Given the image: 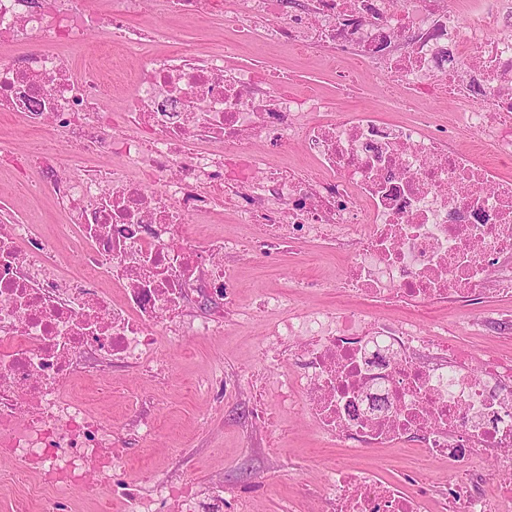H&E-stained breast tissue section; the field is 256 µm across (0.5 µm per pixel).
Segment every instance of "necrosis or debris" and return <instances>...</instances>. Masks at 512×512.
Listing matches in <instances>:
<instances>
[{
	"instance_id": "obj_1",
	"label": "necrosis or debris",
	"mask_w": 512,
	"mask_h": 512,
	"mask_svg": "<svg viewBox=\"0 0 512 512\" xmlns=\"http://www.w3.org/2000/svg\"><path fill=\"white\" fill-rule=\"evenodd\" d=\"M215 2L112 0L99 13L87 0H0V41L35 45L0 57V115L20 133L58 132L116 159L69 171L50 147L0 144L32 196L50 193L66 217L52 234L30 217L0 225V455L17 460L14 482L37 471L49 489L21 512H69L73 487L122 499L125 512H220L219 486L203 498L158 470L151 496L114 482L120 434L66 387L102 358L152 371L162 339L217 336L258 313L259 349L301 357L298 374L265 369L276 411L356 453L419 440L421 459L455 479L441 512H512V356H475L447 327L426 332L414 317L427 303L466 305L492 279L512 296V273L493 274L512 260V178L500 168L512 158V0H229L224 25L237 40L207 53L183 41L151 51L156 30L132 22L145 11L195 21ZM270 31L292 57L320 52L338 82L374 67L403 94L341 111L314 89H289L287 72L232 62ZM93 32L109 53L70 74L65 51ZM131 56L140 64L129 72ZM115 84L126 88L121 108L101 109ZM427 99L453 101V120L416 114ZM385 111L408 118L387 122ZM470 131L478 139L466 151L458 138ZM296 139L316 173L280 161ZM223 210L261 227L251 257L301 243L343 254L334 286L352 305L299 308L322 287L305 275L241 306L224 263L238 241L192 230ZM63 239L85 253L84 277L64 275ZM370 305L404 315L386 323ZM324 486L322 512H430L427 494L371 467L337 463Z\"/></svg>"
}]
</instances>
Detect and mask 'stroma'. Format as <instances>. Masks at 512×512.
I'll use <instances>...</instances> for the list:
<instances>
[{
    "mask_svg": "<svg viewBox=\"0 0 512 512\" xmlns=\"http://www.w3.org/2000/svg\"><path fill=\"white\" fill-rule=\"evenodd\" d=\"M136 23L149 29L160 26L171 35L193 39L201 51L220 48L234 38L225 30L220 15L189 23L177 16L160 20L147 14L138 17ZM263 58L269 68L288 69L295 83L315 85L340 106L357 107L364 101L375 107L381 104L382 82L375 71L362 75L361 91L355 94L322 70L317 55L295 59L279 45L271 44ZM16 177L12 170H0V211L22 217L36 208L43 214L46 227L63 223L50 196L34 200L14 193ZM234 271L239 298L244 306L252 307L266 289L299 275L335 280L342 265L335 257L317 258L314 249L305 246L268 259L238 262ZM464 317V311L453 306L429 305L421 314V326L426 331L436 324L448 326L478 355L492 350L512 355V334L468 335ZM261 331L260 322L255 321L229 325L221 336H188L178 342H164L158 352L160 375L156 378L98 366L91 373L75 376L67 388L68 396L92 417L128 435L123 446L128 465L114 471L115 480L137 482L159 469L203 491L220 484L236 493L252 492L256 512H282L287 500L295 512H311L322 494L324 474L346 451L336 447L318 450L309 421L285 412L279 413L264 432H253L248 411L252 372L261 362L257 349ZM218 369L225 378L242 380L240 388L227 389L220 403L194 388L196 381ZM143 423L150 424V437L132 436V429ZM350 463L376 467L392 480L408 475L419 489L432 485L445 489L451 481L445 469L422 465L416 454L401 456L387 448L372 449L350 458Z\"/></svg>",
    "mask_w": 512,
    "mask_h": 512,
    "instance_id": "stroma-1",
    "label": "stroma"
}]
</instances>
